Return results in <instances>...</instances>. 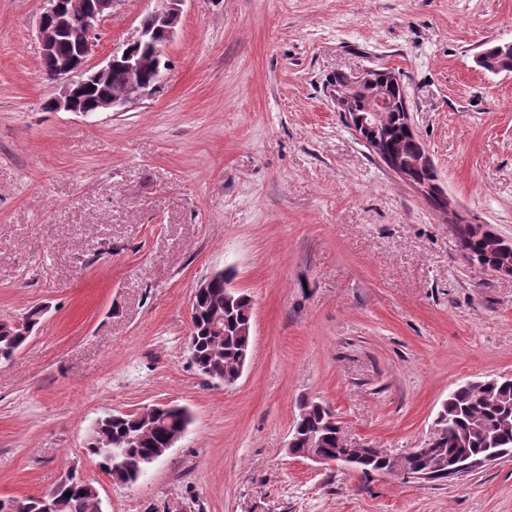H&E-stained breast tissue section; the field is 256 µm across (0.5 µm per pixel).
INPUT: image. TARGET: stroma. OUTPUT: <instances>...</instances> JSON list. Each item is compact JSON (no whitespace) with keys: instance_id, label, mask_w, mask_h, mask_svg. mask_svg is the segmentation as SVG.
Masks as SVG:
<instances>
[{"instance_id":"35a3bbf8","label":"stroma","mask_w":512,"mask_h":512,"mask_svg":"<svg viewBox=\"0 0 512 512\" xmlns=\"http://www.w3.org/2000/svg\"><path fill=\"white\" fill-rule=\"evenodd\" d=\"M153 0H117L90 59ZM39 0H0V318L41 322L0 364V498L67 470L103 512H512V459L443 482L289 456L304 401L399 459L466 380L512 374V277L454 230L512 239V0H185L158 87L126 111L50 112ZM400 75L447 210L349 129L336 75ZM233 267L252 353L232 387L186 347L191 298ZM172 402L184 438L134 485L93 423Z\"/></svg>"}]
</instances>
